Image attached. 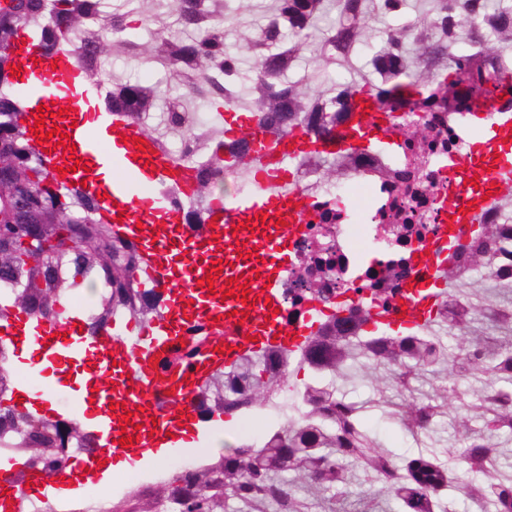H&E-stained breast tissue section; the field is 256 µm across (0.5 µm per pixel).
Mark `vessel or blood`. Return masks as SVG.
<instances>
[{
	"instance_id": "vessel-or-blood-1",
	"label": "vessel or blood",
	"mask_w": 512,
	"mask_h": 512,
	"mask_svg": "<svg viewBox=\"0 0 512 512\" xmlns=\"http://www.w3.org/2000/svg\"><path fill=\"white\" fill-rule=\"evenodd\" d=\"M19 52L25 58L18 80L27 102L25 114L42 120L49 133L38 150L50 171L99 193L103 216L117 234L137 243L143 270L170 297L165 312L137 335L108 332L93 340L83 336L78 315L33 323L28 309L12 308L11 323L0 334L14 344L37 345L48 361L76 364L86 378L83 400L97 405L98 420L91 430L96 451L76 457L72 472L42 474L36 480L41 488L57 490L75 472L98 477L101 453L141 461L181 447L193 411L191 398L211 373L247 352L303 346L313 329L284 322L278 283L288 265V239L298 231L305 211L296 193L271 199L259 192L248 203L223 199L213 207L215 223L190 228L174 204L157 200L141 207L138 188L166 182L174 174L173 162L160 157L145 131L109 113L100 115V133L85 127L82 107L97 91L83 85L75 50L61 46L47 51L27 38ZM500 106L489 97L472 99L473 112L493 121L496 136L485 142L488 152L495 151L498 140L512 137V123L493 118ZM60 124L65 130L58 135L54 129ZM370 129L387 131L388 120L360 106L346 129L317 141L316 147L324 152L359 147ZM140 138L145 141L141 149L136 146ZM300 141L297 135L279 142L257 137L256 165L287 162ZM107 160L114 161L118 175L105 184L97 169ZM487 205L483 196L472 197L450 240L461 241ZM213 271L218 274L214 280L209 277ZM413 292L396 309L373 310V321L423 325L445 291L417 286ZM198 325L208 336L200 353L179 364L166 363L174 342ZM127 411L132 414L128 420L123 417ZM124 437L131 438V446L121 445Z\"/></svg>"
}]
</instances>
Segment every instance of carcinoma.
<instances>
[{"label":"carcinoma","mask_w":512,"mask_h":512,"mask_svg":"<svg viewBox=\"0 0 512 512\" xmlns=\"http://www.w3.org/2000/svg\"><path fill=\"white\" fill-rule=\"evenodd\" d=\"M373 0H275L248 50L254 58L255 77L244 97L237 87L238 52L224 39L226 0H173L183 35L157 33L153 41L128 38L130 13L103 14L102 0H0V200L10 204L4 222L19 230L25 224L44 225L46 241L67 234L73 245L58 255L53 247L31 263L19 258L12 231L0 233V280L13 284L0 319L12 306L42 314L43 300L58 305L90 277L105 288L95 319L85 332L94 336L121 313L146 322L156 314L161 299L137 288L142 274L137 246L115 233L101 218L102 202L96 192L69 186L48 171L21 123L25 101L16 93L18 46L24 38L54 49L73 44L84 83L93 88L103 82L109 56L123 53L131 59H153L169 67L206 103L212 115L208 125L197 122L190 104L180 98L167 104L166 127L178 131L216 172L250 167L252 141L228 138L222 128L224 113L243 112L259 117V127L275 140L300 125L307 136L320 139L350 116L357 95L367 94L377 106L386 100L412 103L415 110L451 109L475 91L494 93L508 89L512 68V0H434L418 21L388 31L385 40L371 47V75L366 81L336 82L326 78L308 87L290 74L302 56L316 51L325 65L347 62L369 42ZM338 19L326 28L320 22L331 5ZM414 52L403 50L407 40ZM470 54L459 59L453 51L460 40ZM157 102L153 88L114 81L105 98V110L122 121L146 129L143 120ZM347 149L337 153L310 151L304 156L319 162L323 181L335 183L346 175ZM162 199L183 207L186 224L208 223L216 183L194 175L192 193L184 195L177 180L163 183ZM480 242L467 251V264L484 270L486 279L503 295L512 293V222L485 224ZM503 261L494 263L489 253ZM468 313L453 316L442 329H467L491 312L503 335L477 338L472 347L448 348L443 337L426 327L392 331L370 325L369 309L351 308L342 322L353 337L338 334V321L323 326L295 352L281 348L245 355L235 364L212 374L197 389L195 398L208 416L234 415L243 405L260 408L285 385L296 365L310 372V380L297 390L295 402L306 408L303 421L271 433L259 448L232 446L205 468L177 472L172 489L183 495L176 512H215L217 499L249 505L272 506L275 512H307L308 503L296 497L294 487L318 486L340 493L363 476L377 494L395 502L401 512H454L458 495L469 498L477 512H512V470L502 469L499 438H512V304L492 306L476 295ZM374 371L395 368L402 386L420 371L446 366L458 378H485L480 397L460 398L455 425L461 448L424 447L396 461L361 421L360 409L348 401L336 381L353 378L358 367ZM333 381L327 383L324 377ZM435 400L416 403L404 399L391 416L420 442L439 414ZM61 422L15 406L0 408V431L24 434L19 469L10 483L34 480L47 470L70 466L72 454L52 460L34 447L54 442L65 446L66 436L84 437L80 422Z\"/></svg>","instance_id":"carcinoma-1"}]
</instances>
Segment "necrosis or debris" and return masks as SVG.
<instances>
[{
	"label": "necrosis or debris",
	"mask_w": 512,
	"mask_h": 512,
	"mask_svg": "<svg viewBox=\"0 0 512 512\" xmlns=\"http://www.w3.org/2000/svg\"><path fill=\"white\" fill-rule=\"evenodd\" d=\"M393 117L392 149L356 155L341 183H325L312 163L289 159L291 186L300 192L307 213L289 240L290 259L279 283L288 293L283 317L289 323L321 327L349 307H395L402 287L426 281L424 257L447 259L452 207L475 192L470 167L479 162L496 166L493 156L480 149L478 127L465 106L416 112L398 104ZM418 123L430 128L422 141L408 136ZM367 250L387 254L392 269L363 263L360 255ZM322 253L333 261L322 275L331 293L311 300L294 292L296 274Z\"/></svg>",
	"instance_id": "1"
}]
</instances>
